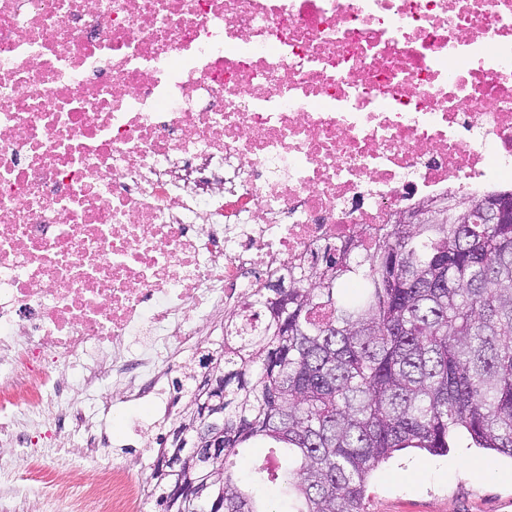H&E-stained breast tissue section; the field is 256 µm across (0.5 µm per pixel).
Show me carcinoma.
I'll return each mask as SVG.
<instances>
[{
  "label": "carcinoma",
  "instance_id": "obj_1",
  "mask_svg": "<svg viewBox=\"0 0 512 512\" xmlns=\"http://www.w3.org/2000/svg\"><path fill=\"white\" fill-rule=\"evenodd\" d=\"M387 224L340 245L322 280L302 266L225 315V345L183 366L178 419L223 428L209 452L154 465L165 512H366L371 473L394 453L445 456L456 438L512 458V223ZM266 441L275 471L241 477ZM209 485L210 498L197 496Z\"/></svg>",
  "mask_w": 512,
  "mask_h": 512
}]
</instances>
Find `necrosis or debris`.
I'll return each instance as SVG.
<instances>
[{
  "instance_id": "obj_1",
  "label": "necrosis or debris",
  "mask_w": 512,
  "mask_h": 512,
  "mask_svg": "<svg viewBox=\"0 0 512 512\" xmlns=\"http://www.w3.org/2000/svg\"><path fill=\"white\" fill-rule=\"evenodd\" d=\"M512 188V0H0V512H134L109 419L289 267ZM77 376L60 383V372Z\"/></svg>"
}]
</instances>
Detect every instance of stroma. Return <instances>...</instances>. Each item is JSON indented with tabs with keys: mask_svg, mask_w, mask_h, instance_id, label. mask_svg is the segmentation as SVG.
Masks as SVG:
<instances>
[{
	"mask_svg": "<svg viewBox=\"0 0 512 512\" xmlns=\"http://www.w3.org/2000/svg\"><path fill=\"white\" fill-rule=\"evenodd\" d=\"M467 457L470 470L456 469ZM512 459L479 448H453L432 457L409 448L372 472L367 512H512Z\"/></svg>",
	"mask_w": 512,
	"mask_h": 512,
	"instance_id": "1",
	"label": "stroma"
}]
</instances>
